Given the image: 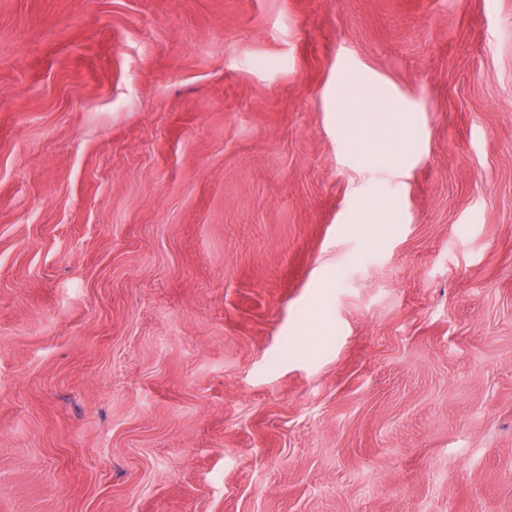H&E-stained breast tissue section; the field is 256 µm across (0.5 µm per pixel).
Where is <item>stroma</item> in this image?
I'll return each mask as SVG.
<instances>
[{
	"label": "stroma",
	"mask_w": 512,
	"mask_h": 512,
	"mask_svg": "<svg viewBox=\"0 0 512 512\" xmlns=\"http://www.w3.org/2000/svg\"><path fill=\"white\" fill-rule=\"evenodd\" d=\"M0 512H512V0H0ZM344 96L355 106L366 105L365 112L376 114L380 121L385 118V113L390 111V104L384 96L371 93L370 89L364 86L350 84L345 88Z\"/></svg>",
	"instance_id": "obj_1"
}]
</instances>
